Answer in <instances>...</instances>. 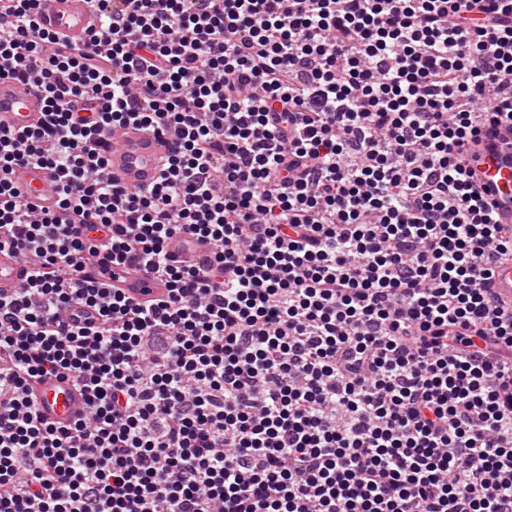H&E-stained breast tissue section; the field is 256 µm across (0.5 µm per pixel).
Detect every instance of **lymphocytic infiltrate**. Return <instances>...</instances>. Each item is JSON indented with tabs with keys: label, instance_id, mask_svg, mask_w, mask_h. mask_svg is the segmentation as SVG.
<instances>
[{
	"label": "lymphocytic infiltrate",
	"instance_id": "obj_1",
	"mask_svg": "<svg viewBox=\"0 0 512 512\" xmlns=\"http://www.w3.org/2000/svg\"><path fill=\"white\" fill-rule=\"evenodd\" d=\"M40 2L0 0V78L45 100L0 130V512H512V235L464 157L480 102L512 121V0H94L79 42ZM130 124L177 135L147 189L102 174ZM44 376L87 415L43 421ZM13 180L27 198L42 209L54 211L57 207V181L54 173L38 165H20L14 168ZM167 251L175 260H182L192 254L193 260L198 267H205L209 264L212 246L208 243L196 242L192 252H188L181 237L174 236L169 240ZM29 269L11 252H0V293H12L23 285ZM490 277L497 297L512 306V260L494 264ZM105 268L109 270L106 274L103 272ZM94 276L114 288H122L125 294L138 300L157 299L166 294L164 282L150 278L142 268L130 264L115 265L107 262L97 268Z\"/></svg>",
	"mask_w": 512,
	"mask_h": 512
}]
</instances>
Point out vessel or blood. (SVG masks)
Wrapping results in <instances>:
<instances>
[{
	"mask_svg": "<svg viewBox=\"0 0 512 512\" xmlns=\"http://www.w3.org/2000/svg\"><path fill=\"white\" fill-rule=\"evenodd\" d=\"M44 26L60 36L83 39L96 23L92 0H44ZM44 118L43 99L30 82L19 79L0 80V128L32 129ZM175 140L174 133L157 136L128 125L112 133V149L107 155L105 172L129 189L146 188L156 183L163 162ZM466 166L472 181L487 199L502 231L512 234V125H483L479 136L465 149ZM13 180L27 198L42 209L57 207V181L54 173L38 165L15 167ZM167 251L177 260L192 257L197 266L210 262L212 247L199 242L186 249L181 237L170 239ZM29 269L12 253L0 252V293L20 288ZM96 277H108L110 285L123 289L138 300L157 299L165 295L164 282L150 278L137 266L120 264L110 272L96 270ZM491 286L497 297L512 305V260L494 264ZM40 414L50 422H70L86 411V395L69 380L46 378L34 395Z\"/></svg>",
	"mask_w": 512,
	"mask_h": 512,
	"instance_id": "obj_1",
	"label": "vessel or blood"
}]
</instances>
